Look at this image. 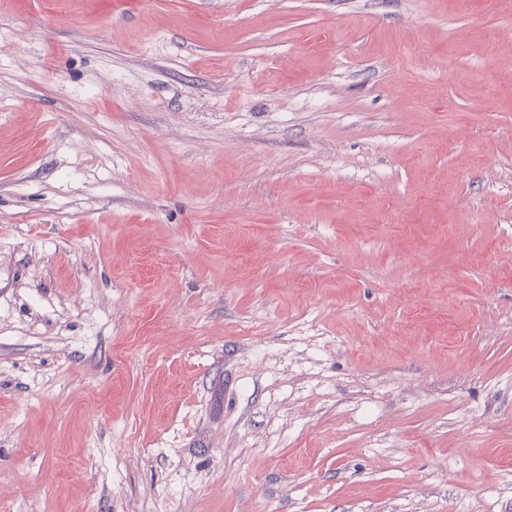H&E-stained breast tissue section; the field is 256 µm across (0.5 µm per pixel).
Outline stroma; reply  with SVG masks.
<instances>
[{
	"label": "stroma",
	"mask_w": 512,
	"mask_h": 512,
	"mask_svg": "<svg viewBox=\"0 0 512 512\" xmlns=\"http://www.w3.org/2000/svg\"><path fill=\"white\" fill-rule=\"evenodd\" d=\"M0 512H512V0H0Z\"/></svg>",
	"instance_id": "obj_1"
}]
</instances>
